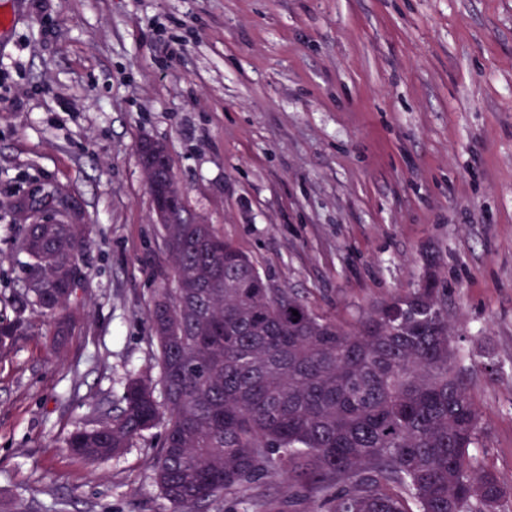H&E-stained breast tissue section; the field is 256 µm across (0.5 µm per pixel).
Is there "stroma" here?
Listing matches in <instances>:
<instances>
[{
  "mask_svg": "<svg viewBox=\"0 0 512 512\" xmlns=\"http://www.w3.org/2000/svg\"><path fill=\"white\" fill-rule=\"evenodd\" d=\"M0 319L20 221L92 226L84 319L0 355V499L23 512H168L159 430L89 464L66 439L157 375L168 259L138 146L165 145L189 220L274 287L348 320L434 273L484 445L512 479V0H0ZM18 216L16 197L50 191ZM282 480L209 512H308Z\"/></svg>",
  "mask_w": 512,
  "mask_h": 512,
  "instance_id": "stroma-1",
  "label": "stroma"
}]
</instances>
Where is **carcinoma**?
<instances>
[{
    "instance_id": "carcinoma-1",
    "label": "carcinoma",
    "mask_w": 512,
    "mask_h": 512,
    "mask_svg": "<svg viewBox=\"0 0 512 512\" xmlns=\"http://www.w3.org/2000/svg\"><path fill=\"white\" fill-rule=\"evenodd\" d=\"M160 233L176 282L148 314L160 395L128 378L114 411L70 433L73 455L116 458L163 425L153 467L169 512H204L273 471L300 499L321 494L311 512H506L507 482L472 454L481 416L438 278L344 324L270 287L210 224ZM89 242L88 224L22 225L24 288L1 353L38 317L65 343Z\"/></svg>"
}]
</instances>
